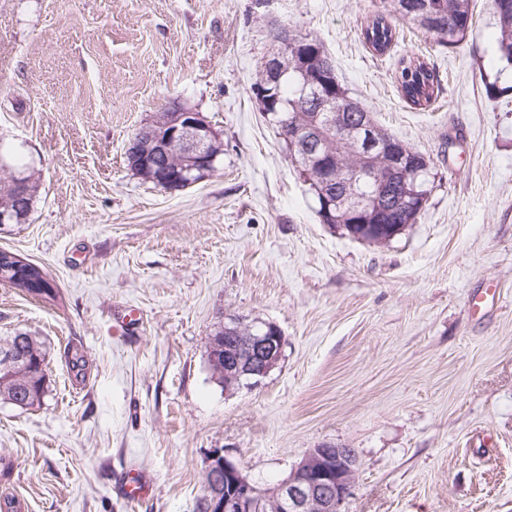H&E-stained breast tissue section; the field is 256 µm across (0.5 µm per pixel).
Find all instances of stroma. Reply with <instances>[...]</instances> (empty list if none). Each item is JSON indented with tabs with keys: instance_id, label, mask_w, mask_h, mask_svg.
Here are the masks:
<instances>
[{
	"instance_id": "1",
	"label": "stroma",
	"mask_w": 512,
	"mask_h": 512,
	"mask_svg": "<svg viewBox=\"0 0 512 512\" xmlns=\"http://www.w3.org/2000/svg\"><path fill=\"white\" fill-rule=\"evenodd\" d=\"M451 48L376 0H0V142L38 177L0 248L58 297L0 285V337L40 336V407L0 402V501L20 512H195L213 449L259 486L309 449H354L342 512H512V68L491 0ZM284 23L322 41L350 95L430 160L417 222L382 246L323 223L252 87ZM434 68L427 107L401 57ZM224 144L180 191L125 162L171 99ZM135 309L133 327L120 323ZM278 325L277 366L225 392L207 364L225 315ZM84 352V378L66 355ZM141 474L151 491L125 494ZM397 80L403 96L415 106H429L436 98L434 74L419 57L402 58Z\"/></svg>"
}]
</instances>
